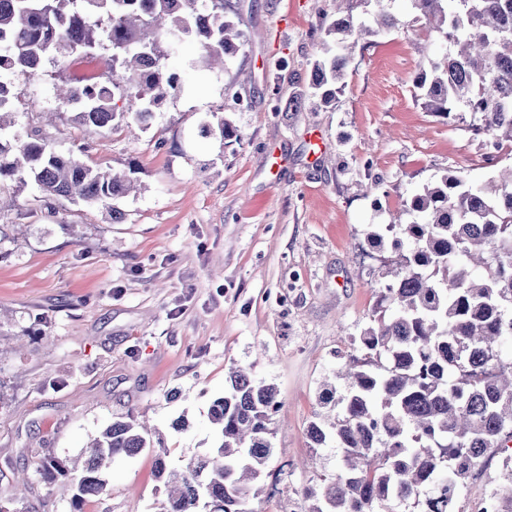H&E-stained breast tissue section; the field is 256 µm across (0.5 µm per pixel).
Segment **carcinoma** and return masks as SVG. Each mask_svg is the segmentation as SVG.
I'll list each match as a JSON object with an SVG mask.
<instances>
[{
	"mask_svg": "<svg viewBox=\"0 0 512 512\" xmlns=\"http://www.w3.org/2000/svg\"><path fill=\"white\" fill-rule=\"evenodd\" d=\"M415 16L384 8L375 26L351 16L326 27L312 86L331 104L345 86L352 49L377 30L432 29L449 43L431 73L413 78L424 107L442 117L462 108L478 114L475 134L498 151L512 148V0H409ZM193 37L211 65L236 53L242 35L224 20V0H0V181H32L47 197L112 209L134 180L55 148L40 130L12 134L15 73L35 75L51 57L109 52L108 75L96 87L68 83L65 105L87 129L147 126L154 109L178 89L163 64L170 36ZM401 226L411 247L379 291L370 324L354 350L321 385L328 414L310 422V448L341 449L311 512H376L390 500L417 512H455L460 486L490 450L512 443V167L484 185L445 174L404 203ZM402 239V240H404ZM395 240L394 247H402ZM279 406L274 385L252 372L231 373L209 411L219 441L183 470L157 457L166 489L161 512H249L256 484L273 454L270 421ZM147 426L115 420L80 464L43 457L38 466L63 478L77 506L104 493L112 462L148 447Z\"/></svg>",
	"mask_w": 512,
	"mask_h": 512,
	"instance_id": "1",
	"label": "carcinoma"
}]
</instances>
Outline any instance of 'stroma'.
<instances>
[{
    "mask_svg": "<svg viewBox=\"0 0 512 512\" xmlns=\"http://www.w3.org/2000/svg\"><path fill=\"white\" fill-rule=\"evenodd\" d=\"M335 12L336 0H224L241 50L211 69L182 38L167 66L183 90L143 130L74 122L54 87L80 60L14 75L15 132L43 128L90 166L134 171L140 189L106 210L0 186V512H159L154 449L114 463L78 510L33 461L76 458L123 419L147 421L167 466L184 468L216 442L208 411L230 369L249 365L280 401L252 512H310L340 463L309 447L320 385L398 256L368 233L444 174L479 185L512 165L507 148L487 160L473 113L448 120L417 102L412 79L429 67L418 43L446 47L428 29L359 42L334 105L316 108L311 72ZM217 117L235 137L202 134Z\"/></svg>",
    "mask_w": 512,
    "mask_h": 512,
    "instance_id": "1",
    "label": "stroma"
}]
</instances>
